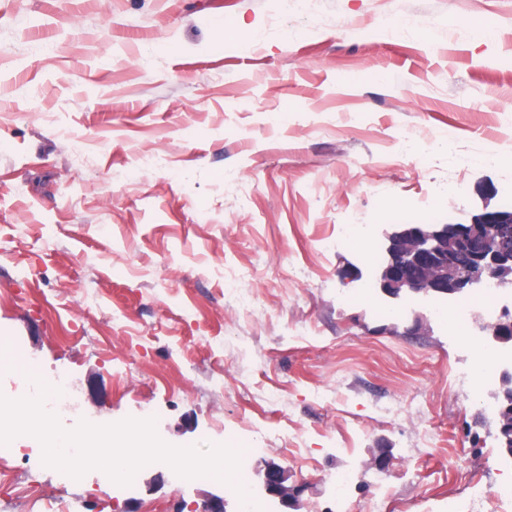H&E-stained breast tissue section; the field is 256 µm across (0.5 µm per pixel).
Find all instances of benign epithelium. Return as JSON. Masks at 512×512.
<instances>
[{"label":"benign epithelium","mask_w":512,"mask_h":512,"mask_svg":"<svg viewBox=\"0 0 512 512\" xmlns=\"http://www.w3.org/2000/svg\"><path fill=\"white\" fill-rule=\"evenodd\" d=\"M382 236L384 261L377 281L388 297L448 295L488 282L512 287V207L485 208L468 223L397 224ZM484 329L506 340L512 335V314L503 312ZM494 415L497 433L512 442V421L506 410L498 409ZM287 481L288 469L264 466V494L274 503L293 507L296 495Z\"/></svg>","instance_id":"benign-epithelium-1"}]
</instances>
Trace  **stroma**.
I'll return each instance as SVG.
<instances>
[{
	"instance_id": "stroma-1",
	"label": "stroma",
	"mask_w": 512,
	"mask_h": 512,
	"mask_svg": "<svg viewBox=\"0 0 512 512\" xmlns=\"http://www.w3.org/2000/svg\"><path fill=\"white\" fill-rule=\"evenodd\" d=\"M0 0V349L67 373L81 422L225 436L297 512H512L491 389L434 302L384 296L348 227L512 204V0ZM452 138L458 171L407 156ZM494 194H486V187ZM0 512H201L223 483L60 485L22 435ZM389 455L388 470L374 462ZM350 475L344 498L330 482ZM40 490L31 492L29 479ZM262 476V490L269 500L284 507L296 505L294 489L286 485L288 469L276 464H266Z\"/></svg>"
}]
</instances>
